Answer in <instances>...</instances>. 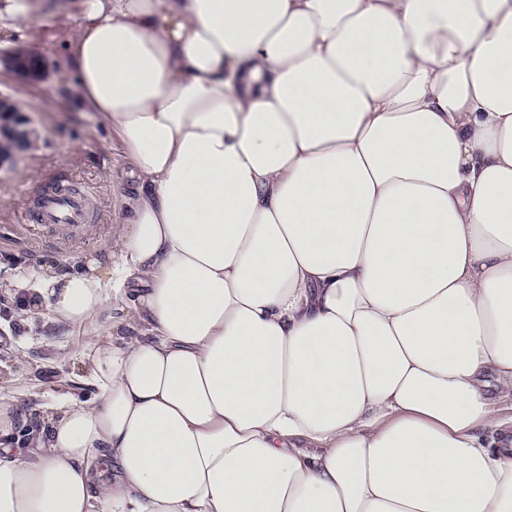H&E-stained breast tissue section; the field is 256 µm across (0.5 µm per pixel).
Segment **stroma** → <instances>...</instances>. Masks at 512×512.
Returning <instances> with one entry per match:
<instances>
[{
    "label": "stroma",
    "instance_id": "1",
    "mask_svg": "<svg viewBox=\"0 0 512 512\" xmlns=\"http://www.w3.org/2000/svg\"><path fill=\"white\" fill-rule=\"evenodd\" d=\"M27 24H17L0 0V52L27 45L40 53L46 75L20 78L0 66V96L15 100L37 125L40 140L17 163L0 170V403L17 401L29 415L19 435L40 429V410L91 400L87 355L96 337L88 329L54 324L47 311L22 313L21 288L45 271L78 270L95 258L111 263L122 230L125 201L138 180L116 132L73 105L76 77L64 64L81 0H34ZM71 185L92 197L85 224L76 228L31 223L36 201L55 185Z\"/></svg>",
    "mask_w": 512,
    "mask_h": 512
}]
</instances>
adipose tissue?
I'll return each mask as SVG.
<instances>
[{"label":"adipose tissue","mask_w":512,"mask_h":512,"mask_svg":"<svg viewBox=\"0 0 512 512\" xmlns=\"http://www.w3.org/2000/svg\"><path fill=\"white\" fill-rule=\"evenodd\" d=\"M67 65L139 186L88 403L0 512H512V0H84Z\"/></svg>","instance_id":"1"}]
</instances>
